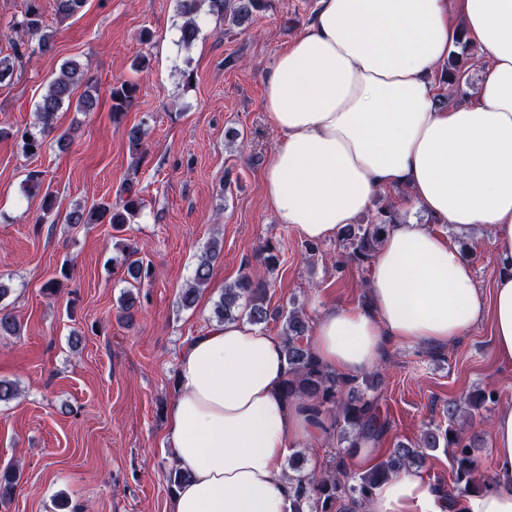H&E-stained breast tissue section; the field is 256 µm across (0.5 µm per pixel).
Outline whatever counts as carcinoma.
<instances>
[{
    "label": "carcinoma",
    "mask_w": 512,
    "mask_h": 512,
    "mask_svg": "<svg viewBox=\"0 0 512 512\" xmlns=\"http://www.w3.org/2000/svg\"><path fill=\"white\" fill-rule=\"evenodd\" d=\"M55 14L66 19L76 15L85 5V0H53ZM269 7V0H177L178 14L183 19L179 27L180 42L189 47L197 39L200 26L197 20L202 11L216 16L231 24L243 25L254 14ZM12 30L23 32L28 40L36 41L38 50L50 49L53 33L47 31L43 22L39 0H27L22 19L13 23ZM462 51H451L448 63L437 73L438 83L449 88L441 95L440 103L463 96L460 83L469 70L467 50L470 45L460 40ZM26 42H12L13 53L0 56V84L12 81L16 61L24 53ZM83 82L80 64L73 60L64 62L58 74L48 83L45 92L37 103L36 112L41 129L34 134L28 129L20 132L22 151L34 155L44 145L43 136L54 130L56 114L65 106H75L78 112H91L97 104V98L86 89L80 96L75 91ZM137 86L125 81L111 90L112 120L118 122L136 99ZM128 146L133 156V172H138L140 163L147 155L145 142L140 128L133 127L128 133ZM27 191L41 194L40 208L43 214L53 212L56 196L44 188L43 172L30 170L26 174ZM126 198L119 206L101 202L88 209L77 206L65 216L68 224H108L112 230L120 232L125 225L137 218L143 201L133 191V182L124 187ZM398 221L393 202L382 196L376 202V212L366 224H349L339 232L338 241L342 252L336 259V271L341 272L348 264L363 266L371 263L380 244L381 231L388 224ZM222 250V244L213 240L206 246L195 267L193 277L182 289L180 304L185 309L196 306L199 294L209 282L211 262ZM259 262L265 271L271 273L279 265L278 250L270 243L259 249ZM129 284H142L150 278V267L135 259L126 265ZM271 281L258 271L242 274L233 283L224 288L220 300L214 308L215 316L223 321H236L244 314L252 324H264L271 318L283 321L282 336L285 342V357L288 363V378L284 383V395L290 401H300L307 405L311 418L332 432L337 443L346 445L350 451L360 448L361 442L373 440L380 442L390 429V420L382 412L379 397L373 394L376 382L357 377H344L336 370L323 364L302 344L309 332V322L302 312L293 307L287 311L271 310L268 306V293ZM20 325L7 307L0 306V334L18 335ZM497 394L493 390L477 389L460 399H450L444 408L448 425L428 424L420 431L413 442H399L370 468L355 472L341 456L331 472H307L300 465L301 458L291 462V481L295 485L297 502L296 512H357L372 491L391 476L408 471L421 465L429 453L440 448L448 449L452 486L439 488V498L444 502L446 512H455L456 502L466 496L481 492L489 477L480 471L475 456L474 443L466 440L463 429L457 426V420L465 414L469 417L496 402ZM167 488L173 494L177 488L189 479V473L179 466H173L166 474ZM18 484L15 469L6 467L0 470V505L12 500Z\"/></svg>",
    "instance_id": "carcinoma-1"
}]
</instances>
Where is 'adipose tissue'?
<instances>
[{"label":"adipose tissue","instance_id":"ef3b65f1","mask_svg":"<svg viewBox=\"0 0 512 512\" xmlns=\"http://www.w3.org/2000/svg\"><path fill=\"white\" fill-rule=\"evenodd\" d=\"M456 2L463 27L449 19ZM481 54L476 96L442 108L434 77L459 36ZM264 108L281 136L263 172L281 223L334 240L380 193L451 225L488 229L500 270L490 292L451 238L429 225L386 226L367 305L329 308L311 336L317 357L353 377L389 345L440 348L492 316L494 348L512 359V0H321L265 79ZM282 337L215 323L184 346L164 445L190 474L171 512H294L285 461L294 441L323 438L283 395ZM495 474L459 512H512V406L492 426ZM370 512H441L434 488L404 472Z\"/></svg>","mask_w":512,"mask_h":512}]
</instances>
